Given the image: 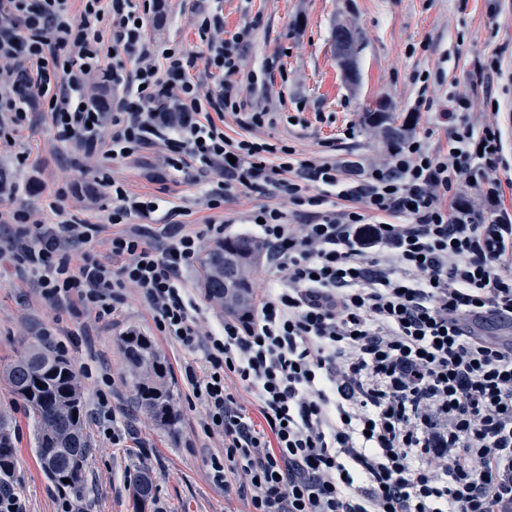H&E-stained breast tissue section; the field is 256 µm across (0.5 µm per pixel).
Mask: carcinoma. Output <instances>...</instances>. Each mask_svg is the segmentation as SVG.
<instances>
[{
	"label": "carcinoma",
	"mask_w": 512,
	"mask_h": 512,
	"mask_svg": "<svg viewBox=\"0 0 512 512\" xmlns=\"http://www.w3.org/2000/svg\"><path fill=\"white\" fill-rule=\"evenodd\" d=\"M350 37L346 54L355 56L361 33L339 26L334 37ZM366 129L377 132L384 142L398 140L407 132L395 125L388 112L368 110L363 116ZM257 245L248 236L227 238L210 252L203 265L202 284L207 296L219 301L236 315L251 310L250 273L256 265ZM129 367L138 376L134 384L137 407L154 424L176 431L181 414L167 378L169 366L151 339L132 332L121 341ZM5 380L13 396L32 414L35 452L46 478L57 487L78 492L84 488V465L89 453L83 392L73 366L58 353L32 346L8 368ZM16 449L10 423L0 417V481L15 469ZM136 512H145L153 498L154 480L146 466L130 477Z\"/></svg>",
	"instance_id": "obj_1"
}]
</instances>
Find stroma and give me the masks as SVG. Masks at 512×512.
<instances>
[{"label":"stroma","mask_w":512,"mask_h":512,"mask_svg":"<svg viewBox=\"0 0 512 512\" xmlns=\"http://www.w3.org/2000/svg\"><path fill=\"white\" fill-rule=\"evenodd\" d=\"M163 23L149 21L148 36L197 54L203 49L198 33L199 9L224 16V29L250 28L244 48L247 68H259L276 56L281 69L265 77L266 95L243 93L239 114L225 113L229 137L255 138L294 147L299 156L315 155L324 141H333L340 160L383 163L388 153L378 137L365 129L367 109L386 103L396 124L410 125L413 134L427 137L436 152L448 148V120L441 110L453 92L471 101L469 117L480 125L498 123L503 134L505 167L503 204L512 212V0H159ZM362 32L358 52V83H351L336 58V24ZM499 58L500 72L488 68ZM432 99L435 111L419 107V98ZM270 105L280 117L275 125L254 130L240 117ZM354 126L353 137L343 134ZM25 164L14 154L0 153V170L11 173L18 186L12 201L0 202V213L11 206H34L42 223L58 217L48 203L56 190L67 192L65 209L87 224L104 223L112 206L94 176L98 169L125 182L135 193L158 198L162 208L186 207L189 222L205 223L210 212L199 199L198 182L205 176L190 167L187 179L173 182L163 145L121 162L105 161L73 144L55 140L46 112H35L17 135ZM277 199L250 191L237 193L224 205L226 237L246 232L245 218ZM59 340L76 333V318L67 308L52 307L30 281L12 266H0V370L30 346L41 344L43 329ZM136 330L149 336L171 368L170 385L182 414L177 433L158 428L133 409L134 389L121 339ZM187 352L156 331L152 315L136 291H128L114 317L90 324L84 336L70 344L67 359L75 370L90 367L115 380L113 403L119 423L136 428V446L113 445L95 421H88L89 454L84 466L81 498L87 512H134L129 477L149 467L154 477V501L163 512H245L235 494L225 493L210 477V460L224 454V441L208 437L199 427L202 409L180 376ZM0 415L13 423L16 469L11 479L26 512H60L62 494L47 480L34 450L30 412L0 383Z\"/></svg>","instance_id":"35a3bbf8"}]
</instances>
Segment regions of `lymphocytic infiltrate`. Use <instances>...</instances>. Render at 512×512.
Wrapping results in <instances>:
<instances>
[{"instance_id":"f902f5d3","label":"lymphocytic infiltrate","mask_w":512,"mask_h":512,"mask_svg":"<svg viewBox=\"0 0 512 512\" xmlns=\"http://www.w3.org/2000/svg\"><path fill=\"white\" fill-rule=\"evenodd\" d=\"M82 2L74 19L68 0H0V69L15 76L0 95V146L46 108L58 141L107 159L164 140L174 173L192 162L210 175L208 209L243 188L286 197L289 210L247 217L279 282L257 289L245 317L201 333L184 275L205 242L223 241V221L187 229L180 208L160 212L103 173L107 223L124 227L111 260L74 262L70 246L104 225L65 217L61 190L50 204L58 223L7 213L0 259L51 304L98 321L138 291L159 335L193 355L183 378L201 428L224 439L212 479L248 512H512V213L494 176L498 125L471 124L459 97L446 153L409 135L383 164L339 161L329 141L300 159L216 121L278 66L270 57L243 72L249 29L228 34L222 15L204 14L198 57L147 40L153 0ZM107 58L118 93L99 112L83 87ZM200 63L220 75L217 91L195 79Z\"/></svg>"}]
</instances>
